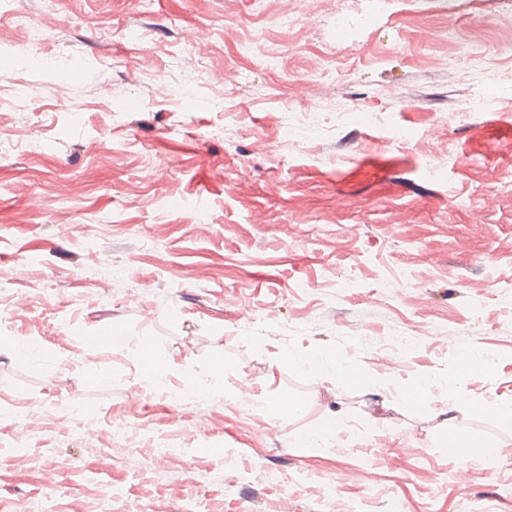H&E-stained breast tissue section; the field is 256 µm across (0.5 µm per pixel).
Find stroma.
<instances>
[{
    "instance_id": "stroma-1",
    "label": "stroma",
    "mask_w": 512,
    "mask_h": 512,
    "mask_svg": "<svg viewBox=\"0 0 512 512\" xmlns=\"http://www.w3.org/2000/svg\"><path fill=\"white\" fill-rule=\"evenodd\" d=\"M287 9L300 28L272 25ZM20 20L43 30L23 63ZM194 60L213 82L160 96ZM0 127V334L24 348L0 347V512H512V423L471 406L512 398L502 0H0ZM472 345L488 367L464 375ZM286 351L335 352L379 396ZM450 384L457 427L499 446L463 485ZM336 410L345 430L298 448ZM140 373L143 379L156 384L166 376L168 364L162 355L156 350L153 342H139ZM455 395L456 392L454 388L448 386L447 389L446 387L443 399L444 405L438 415L443 417L440 425L442 436L448 432L442 439V446L448 449V455L451 458L460 463L462 470L458 472V477L463 480L465 478L464 469L467 467L468 463L476 460L477 453L475 448L468 447L471 442L469 441L470 435L467 432L458 429L452 430L456 428L454 424L456 416L453 415L456 410V406L453 402Z\"/></svg>"
}]
</instances>
